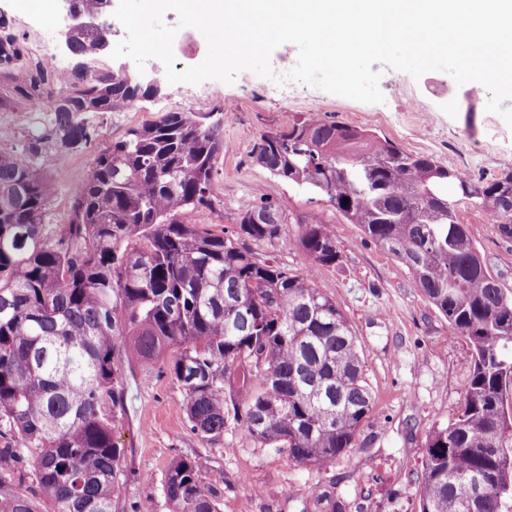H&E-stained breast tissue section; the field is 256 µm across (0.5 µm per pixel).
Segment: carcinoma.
<instances>
[{"label": "carcinoma", "instance_id": "1", "mask_svg": "<svg viewBox=\"0 0 512 512\" xmlns=\"http://www.w3.org/2000/svg\"><path fill=\"white\" fill-rule=\"evenodd\" d=\"M105 0H76L86 17ZM107 29L72 37L95 52ZM0 22V108L53 98L21 148H0V512H120L126 455L115 439L125 410L115 362L128 339L136 360L172 347L191 429L209 440L242 426L262 448L320 468L357 445L374 398L361 348L312 271L341 255L324 224H302L291 272L183 216L210 201L224 155L212 114L165 112L130 128L94 158L66 224L45 219L56 176L39 166L49 145L81 150L95 135L87 112H124L156 94L117 69L79 63L64 76L24 62ZM257 164L326 199L410 271L414 287L471 347L470 379L455 419L434 431L416 495L420 512H468L463 484L494 476L474 512H512V295L489 271L448 189L512 237V171L475 179L329 118L298 116L261 134ZM239 234L271 240L284 219L263 201L244 206ZM31 460V495L10 488ZM202 457L172 459L163 493L171 512H220L202 482Z\"/></svg>", "mask_w": 512, "mask_h": 512}]
</instances>
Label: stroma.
<instances>
[{"instance_id":"35a3bbf8","label":"stroma","mask_w":512,"mask_h":512,"mask_svg":"<svg viewBox=\"0 0 512 512\" xmlns=\"http://www.w3.org/2000/svg\"><path fill=\"white\" fill-rule=\"evenodd\" d=\"M111 68L142 73L159 91L125 112L87 113L98 137L76 153L48 150L44 171L58 173L48 223H67L95 155L136 125L155 120L158 104L171 112H212L224 132L212 202L188 213L186 223L204 224L236 240L260 260L275 259L293 271L303 263L293 242L300 224L327 225L342 256L339 265L315 272V285L336 301L363 350L365 375L375 397L355 448L323 469L261 448L245 428L208 442L189 427L179 385L160 362L125 369L126 412L117 431L126 450L121 495L125 512H169L162 481L171 458L205 457V484L215 488L220 512H317L313 491L327 490L347 512H420L417 479L429 434L451 422L463 401L470 371L466 339L412 285L406 266L349 223L327 202L311 198L271 175L252 155L257 137L285 128L299 115L327 116L397 142L405 151L433 157L444 167L490 179L512 170V127L488 112L487 94L470 100L469 89L445 72L420 78L380 66L383 102L363 103L302 83L272 92L271 81L244 71L230 84L206 80L177 94L159 70H138L128 58ZM268 199L285 222L276 238L241 236L238 218L249 203ZM487 267L512 292V237L499 234L486 211L461 200L456 205Z\"/></svg>"}]
</instances>
